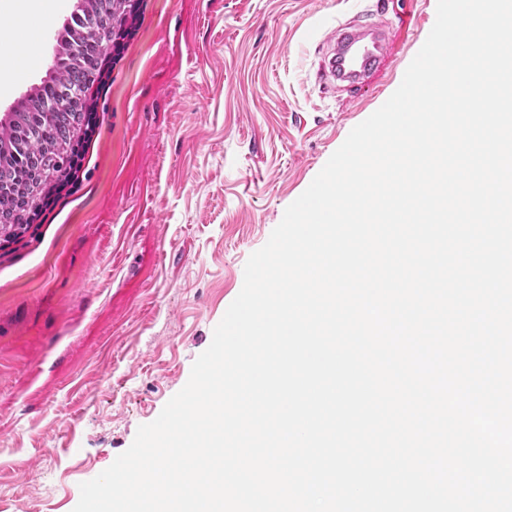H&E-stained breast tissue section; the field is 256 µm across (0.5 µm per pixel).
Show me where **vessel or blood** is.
<instances>
[{
    "instance_id": "obj_1",
    "label": "vessel or blood",
    "mask_w": 512,
    "mask_h": 512,
    "mask_svg": "<svg viewBox=\"0 0 512 512\" xmlns=\"http://www.w3.org/2000/svg\"><path fill=\"white\" fill-rule=\"evenodd\" d=\"M389 37L381 23L346 24L326 41L318 75L328 90H350L365 81L388 55Z\"/></svg>"
}]
</instances>
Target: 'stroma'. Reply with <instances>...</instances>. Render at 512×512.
I'll return each mask as SVG.
<instances>
[{"label": "stroma", "mask_w": 512, "mask_h": 512, "mask_svg": "<svg viewBox=\"0 0 512 512\" xmlns=\"http://www.w3.org/2000/svg\"><path fill=\"white\" fill-rule=\"evenodd\" d=\"M0 83V117L43 80ZM437 0H143L74 192L0 249V512H73L187 383L249 256L394 93ZM374 15L387 61L322 92L326 37Z\"/></svg>", "instance_id": "obj_1"}]
</instances>
